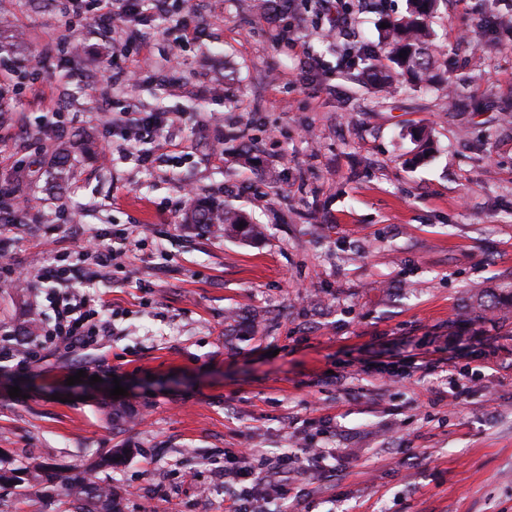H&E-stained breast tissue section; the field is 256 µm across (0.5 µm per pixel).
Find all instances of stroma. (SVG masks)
Here are the masks:
<instances>
[{
	"instance_id": "1",
	"label": "stroma",
	"mask_w": 512,
	"mask_h": 512,
	"mask_svg": "<svg viewBox=\"0 0 512 512\" xmlns=\"http://www.w3.org/2000/svg\"><path fill=\"white\" fill-rule=\"evenodd\" d=\"M255 3L113 19L121 68H143L129 85L105 79L94 0L82 17L0 0V185L27 203L0 223V265L85 276L96 233L119 252L95 288L110 331L85 350L18 335L31 309L53 324L46 291L0 285V347L35 355L0 372V462L33 450L65 476L127 448L95 475L121 512H225V451L328 448L333 467L306 465L260 512H512V0L439 9L446 94L379 92L340 63L407 0H355L344 26L336 0ZM127 110L173 119L152 165L109 124ZM188 185L258 236L184 230ZM117 384L120 425L105 418ZM66 508L56 488L0 485V512Z\"/></svg>"
}]
</instances>
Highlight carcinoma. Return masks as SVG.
Returning a JSON list of instances; mask_svg holds the SVG:
<instances>
[{
    "mask_svg": "<svg viewBox=\"0 0 512 512\" xmlns=\"http://www.w3.org/2000/svg\"><path fill=\"white\" fill-rule=\"evenodd\" d=\"M441 2L408 0L406 13L386 21L378 42L361 47L356 56L346 58V63L353 66L356 61H361L365 77L382 92L391 88L394 77L398 75L415 82L430 81L439 92L447 90L448 82L436 83L431 75L440 56V47L433 39L431 19ZM69 170V155L58 153L53 168L57 183L66 181ZM187 220V228L204 234L233 235L242 239L257 234L256 226L241 211L204 199L194 202ZM122 457L120 448H103L93 460L75 465L78 473L59 478L65 497L82 503L74 512H119L112 488L84 476V473L89 468H110L116 464V459ZM20 471L23 473L20 478L22 488L28 490L36 491L55 478L35 454L27 458Z\"/></svg>",
    "mask_w": 512,
    "mask_h": 512,
    "instance_id": "carcinoma-1",
    "label": "carcinoma"
}]
</instances>
